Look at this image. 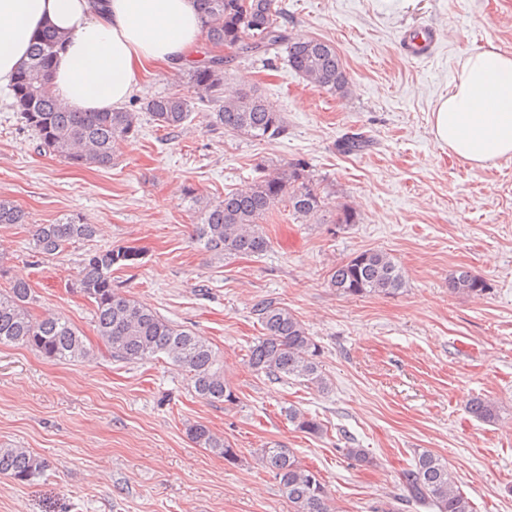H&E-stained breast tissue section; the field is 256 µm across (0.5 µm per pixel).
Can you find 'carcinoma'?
<instances>
[{
	"mask_svg": "<svg viewBox=\"0 0 512 512\" xmlns=\"http://www.w3.org/2000/svg\"><path fill=\"white\" fill-rule=\"evenodd\" d=\"M202 33L206 40L225 48L241 47L266 53L286 46L290 68L306 82L332 93L347 94L349 79L336 48L321 39H291L280 23L276 0H198ZM62 37L47 30L32 48L30 62L11 85V107L38 141V147L74 167L112 166L114 146L138 136L140 113L146 112L157 127L181 128L194 106L189 96L167 93L144 103L140 111L125 108L79 112L52 91L50 72ZM224 56L210 55L188 70L196 100L213 107L205 113L208 124L234 134L273 141L286 131L281 113L256 91L227 86ZM193 213V236L217 259L255 256L267 251L269 241L262 221L284 205L297 219H317L327 202L307 163L290 162L283 168H264L248 190H230L224 198L206 201L187 191ZM28 223L27 213L13 202L0 199V226ZM97 226L79 216L64 215L52 224H36L32 252L54 258L70 245L90 241ZM139 253L125 247L97 248L79 261L76 287L89 300L97 335L115 358L128 362L165 354L186 372L194 392L210 402L236 400L224 383L223 365L209 341L181 329L151 308L112 288V270L137 263ZM330 287L344 296L376 293L395 295L406 288L405 272L389 253L363 251L336 264L329 274ZM448 290L467 297L488 290L487 282L467 269L448 274ZM31 285L22 279L0 289V346H22L58 361L85 359L90 348L85 336L67 319L50 312L35 315ZM263 336L248 349V365L275 379L296 377L326 387L319 368V347L301 321L286 307L261 301L254 308ZM469 413L484 423L500 419V407L487 397H475ZM288 420L299 430L323 433L322 424L295 407ZM196 445L208 448L233 463L237 452L204 424L187 428ZM261 466L278 482L294 512H334L319 474L302 465L293 451L281 445L261 448ZM48 461L27 448L0 446V476L29 483L47 470ZM408 500L426 512H474L469 497L457 485L448 463L425 449L415 453L402 473Z\"/></svg>",
	"mask_w": 512,
	"mask_h": 512,
	"instance_id": "1",
	"label": "carcinoma"
}]
</instances>
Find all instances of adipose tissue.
I'll use <instances>...</instances> for the list:
<instances>
[{
  "mask_svg": "<svg viewBox=\"0 0 512 512\" xmlns=\"http://www.w3.org/2000/svg\"><path fill=\"white\" fill-rule=\"evenodd\" d=\"M48 28L66 36L53 89L81 112L120 106L150 66L184 61L202 37L196 0H0V88ZM431 117L438 146L471 166L512 158V53L465 55Z\"/></svg>",
  "mask_w": 512,
  "mask_h": 512,
  "instance_id": "1",
  "label": "adipose tissue"
}]
</instances>
